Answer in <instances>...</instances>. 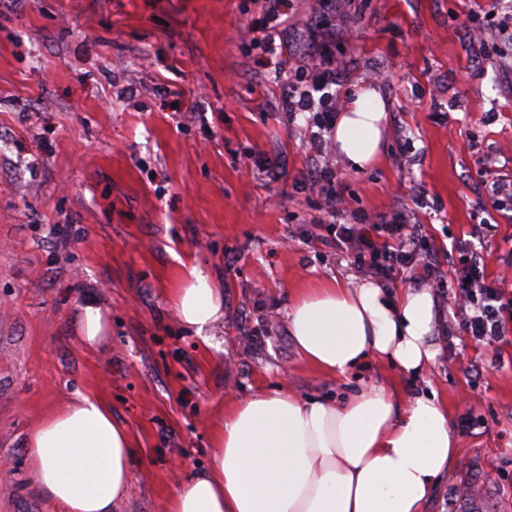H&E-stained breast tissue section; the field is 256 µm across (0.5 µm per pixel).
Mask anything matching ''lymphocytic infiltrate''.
<instances>
[{
  "instance_id": "obj_1",
  "label": "lymphocytic infiltrate",
  "mask_w": 512,
  "mask_h": 512,
  "mask_svg": "<svg viewBox=\"0 0 512 512\" xmlns=\"http://www.w3.org/2000/svg\"><path fill=\"white\" fill-rule=\"evenodd\" d=\"M335 82L336 71L332 68L319 71L311 80L291 82L279 97L278 107L280 111L292 114L317 112L316 127L322 131L331 130L334 117L328 109L329 98L324 91ZM308 186L323 196L324 220L335 227L330 246L351 257L354 266L389 283L410 271L424 270L436 287L451 288L457 301L459 327L477 344L493 345L505 340L512 331V297L485 284L482 258L477 250L459 245L461 266L456 269L453 280H446L434 253L423 246L419 225L404 223L397 213L390 217L359 213L353 215V223H346L345 217L349 215L346 201L329 168H319ZM373 227L380 229L382 239L371 237L369 230Z\"/></svg>"
}]
</instances>
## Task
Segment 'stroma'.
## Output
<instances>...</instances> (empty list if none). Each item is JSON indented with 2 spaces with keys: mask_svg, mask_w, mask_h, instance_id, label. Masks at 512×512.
<instances>
[{
  "mask_svg": "<svg viewBox=\"0 0 512 512\" xmlns=\"http://www.w3.org/2000/svg\"><path fill=\"white\" fill-rule=\"evenodd\" d=\"M512 0H288L274 51L255 0H0V512H61L33 491L26 436L76 393L111 407L137 446L118 512H167L180 481L207 468L235 399L281 383L341 399L370 384L434 388L458 461L427 512L492 491L512 512V334L475 344L434 290L438 351L426 378L372 361L344 378L299 358L293 296L331 279L367 281L324 245L308 180L331 167L352 209L403 212L445 255L473 225L487 284L512 259V213L481 192L480 163L512 175V43L497 28ZM484 39H465L472 26ZM309 70L334 67L332 103L376 82L389 103L378 162H339L312 115L277 109ZM221 288L214 344L173 306L180 261ZM109 318L85 346L80 307Z\"/></svg>",
  "mask_w": 512,
  "mask_h": 512,
  "instance_id": "obj_1",
  "label": "stroma"
}]
</instances>
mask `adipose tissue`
Wrapping results in <instances>:
<instances>
[{"instance_id": "obj_1", "label": "adipose tissue", "mask_w": 512, "mask_h": 512, "mask_svg": "<svg viewBox=\"0 0 512 512\" xmlns=\"http://www.w3.org/2000/svg\"><path fill=\"white\" fill-rule=\"evenodd\" d=\"M387 102L359 87L336 117L337 156L362 169L381 155ZM173 305L183 328L207 332L223 300L186 261ZM288 332L301 361L347 376L374 358L402 373L430 371L437 355L429 289L391 296L373 283L333 281L292 301ZM33 482L63 512H116L129 491L131 436L99 397L80 393L28 435ZM458 442L436 391L401 400L391 386L360 387L334 401L288 385L253 390L224 413L208 468L181 482L168 512H426L456 465Z\"/></svg>"}]
</instances>
